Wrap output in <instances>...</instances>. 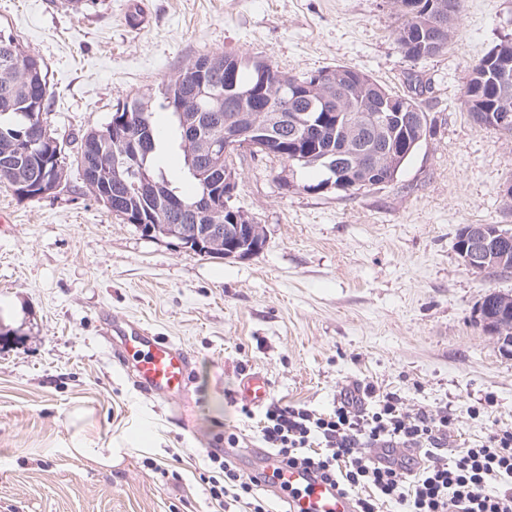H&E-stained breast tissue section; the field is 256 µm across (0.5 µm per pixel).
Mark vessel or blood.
Masks as SVG:
<instances>
[{
    "label": "vessel or blood",
    "instance_id": "obj_1",
    "mask_svg": "<svg viewBox=\"0 0 512 512\" xmlns=\"http://www.w3.org/2000/svg\"><path fill=\"white\" fill-rule=\"evenodd\" d=\"M112 330L122 342L115 349L120 366L131 373L144 393L185 408L192 361L176 342L156 336L151 329L124 317L112 321ZM272 383L260 371L241 378L236 396L244 404L260 407L272 396ZM247 457L257 459L265 474L279 473L282 483L298 492L291 499V512H354L352 499L336 487L301 468H280L277 457L266 448H250Z\"/></svg>",
    "mask_w": 512,
    "mask_h": 512
}]
</instances>
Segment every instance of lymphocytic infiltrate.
Masks as SVG:
<instances>
[{"mask_svg":"<svg viewBox=\"0 0 512 512\" xmlns=\"http://www.w3.org/2000/svg\"><path fill=\"white\" fill-rule=\"evenodd\" d=\"M372 388L347 394L328 413L268 404L262 440L280 464L300 467L337 486L355 512H512V429L491 435L485 445L442 455L454 428L444 412L410 413L398 398L384 396L369 407ZM383 448L390 463L376 460ZM209 470L200 473L212 499L242 512H269L257 493L260 482L245 475L218 448L206 453Z\"/></svg>","mask_w":512,"mask_h":512,"instance_id":"f902f5d3","label":"lymphocytic infiltrate"}]
</instances>
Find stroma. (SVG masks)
<instances>
[{
    "label": "stroma",
    "instance_id": "stroma-1",
    "mask_svg": "<svg viewBox=\"0 0 512 512\" xmlns=\"http://www.w3.org/2000/svg\"><path fill=\"white\" fill-rule=\"evenodd\" d=\"M133 2L75 13L0 0V26L47 65L44 119L64 150L117 101L225 52L288 74L354 67L415 96L433 131L394 182L361 190L307 192L314 172L237 159L236 203L265 233L244 260L143 237L74 168L39 199L0 184V512H221L199 474L226 433L262 447L263 409L242 414L235 399L254 370L274 398L320 413L365 385L412 413L447 412L451 453L512 428V355L475 324L484 295L512 294V277L474 273L455 250L464 225L512 229L499 194L512 140L463 105L470 66L512 34V0H462L447 51L417 63L393 40L391 0H142L139 29ZM107 312L189 353L194 431L114 365Z\"/></svg>",
    "mask_w": 512,
    "mask_h": 512
}]
</instances>
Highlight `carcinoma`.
<instances>
[{
	"instance_id": "1",
	"label": "carcinoma",
	"mask_w": 512,
	"mask_h": 512,
	"mask_svg": "<svg viewBox=\"0 0 512 512\" xmlns=\"http://www.w3.org/2000/svg\"><path fill=\"white\" fill-rule=\"evenodd\" d=\"M407 0H392L399 24L392 36L401 53L410 61L426 60L448 49L455 34V23L441 29L437 25L440 8L453 7V19L459 17L462 0H414L417 13L405 9ZM484 55L471 66L464 86L467 112L475 125L503 137H512V109L502 107V94L496 88L492 68ZM235 62L234 81L224 74L204 69L209 60ZM209 74L207 95L197 98L201 73ZM324 75L329 92L313 102L290 95L280 102V112L306 122L277 129V140L255 141L251 155L291 161L299 169H317L324 178L303 185L311 192L332 182L338 191L360 190L395 180L403 165L431 132V121L416 98L393 93L370 75L346 65L320 69L314 73H284L264 59H245L235 54L219 57L200 55L161 82L156 97L135 96L117 102L115 111L133 116L141 141L136 146L109 131L112 122L102 128L85 131L73 140V162L92 195L105 187L112 191V207L131 217L141 216L149 224H228L230 213L210 212L200 207L205 196L217 189L226 168L235 167L239 154L218 157L207 170L195 168L200 142L222 129L224 123L239 114L258 120L275 93L286 81L300 89L314 75ZM49 95L47 70L43 59L26 50L19 38L0 28V167L9 165L23 180L48 176L61 184L67 182V165L60 158L44 164L49 143L27 147L20 135L42 120ZM166 112L168 124L178 134L181 171L193 190L186 193L176 186L154 155L159 137L154 122L155 109ZM496 257L472 271L489 279L512 276V237L496 244ZM512 295L491 291L484 301L491 311L512 318L502 306Z\"/></svg>"
}]
</instances>
